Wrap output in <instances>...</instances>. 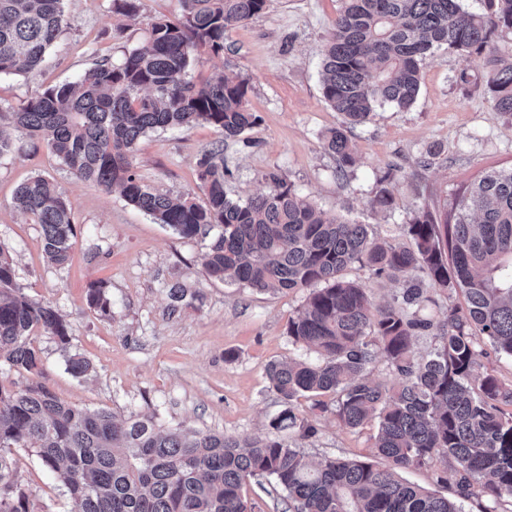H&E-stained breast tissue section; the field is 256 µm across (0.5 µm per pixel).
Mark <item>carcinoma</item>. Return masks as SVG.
<instances>
[{"mask_svg": "<svg viewBox=\"0 0 512 512\" xmlns=\"http://www.w3.org/2000/svg\"><path fill=\"white\" fill-rule=\"evenodd\" d=\"M175 21L153 22L145 44L115 65L104 59L76 83L38 93L11 113L15 130L41 140L79 179L110 192L166 224L182 238L209 240L208 276L258 291L306 288L289 320L292 343L315 356L272 362L267 376L287 405L273 428L309 438L316 428L293 401L333 397L336 418L356 429L377 420L369 460H310L287 439L226 435L61 401L31 381L0 383V512H29V495L16 476V452L35 456L57 473L74 512H254L243 495L250 482L284 494L285 512H463L456 502L397 478L404 469L431 466L442 474L452 461L464 473L462 495L485 499L481 512L512 503V388L497 377H473L475 333L512 358V171H492L455 201L448 215L420 209L407 222L410 245L378 240L369 225L326 216L277 178L268 191L243 202L224 191L223 149L197 162L202 203L172 198L144 184L131 158L139 139L169 127L208 124L235 139L259 116L247 107L248 84L221 75L197 84L185 79L195 54H217L236 26L262 14L269 0H181ZM323 45L322 93L342 116L324 150L337 172L355 162L349 129L367 123L386 104L417 100L423 59L444 47L482 53L495 35L512 31V0H485L470 13L459 0H341ZM65 24L64 0H0V75L34 70ZM494 111L512 114V63L496 62L487 76ZM14 206L41 228L47 261L66 265L76 227L58 184L36 175L20 185ZM358 264L377 277L404 282L393 301L375 305L366 288L344 277ZM462 293L466 306L448 305L434 323L410 315L423 290ZM87 302L102 315L111 303L105 283L90 286ZM435 330L438 345L415 355L413 337ZM69 342L68 325L51 306L32 300L15 281L14 263L0 247V363L40 375L35 333ZM384 360L390 385L367 377ZM67 370L92 371L73 354ZM478 484L471 491V482Z\"/></svg>", "mask_w": 512, "mask_h": 512, "instance_id": "cac0c4a2", "label": "carcinoma"}]
</instances>
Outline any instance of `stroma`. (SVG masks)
Here are the masks:
<instances>
[{"label": "stroma", "mask_w": 512, "mask_h": 512, "mask_svg": "<svg viewBox=\"0 0 512 512\" xmlns=\"http://www.w3.org/2000/svg\"><path fill=\"white\" fill-rule=\"evenodd\" d=\"M341 0H271L262 15L229 34L224 50H201L189 75L202 82L233 73L248 82L247 104L260 120L235 139L198 124L148 133L133 155L140 178L159 192L204 200L197 160L215 144L224 148V191L245 200L272 179L291 186L330 216L372 225L379 238L408 243L413 211H442L471 183L493 170L512 169V115L493 109L485 77L491 59L512 61V31L496 48L476 55L439 50L421 65V88L407 109L378 108L350 132L356 162L337 173L322 138L341 122L321 91V50ZM66 24L42 63L26 75H0V123L35 94L78 81L96 61L120 63L141 46L150 24L177 19L179 0H139L133 17L113 0H65ZM472 75L461 83V73ZM18 152L0 159V246L16 261V281L31 299L58 310L69 325V350L93 370L77 378L51 336L37 334L39 382L62 401L90 410L157 416L229 435L275 436L271 422L284 408L266 375L270 362L304 357L287 336L288 320L306 290L260 292L211 280L203 266L206 244L76 178L41 142L18 135ZM56 181L71 205L76 236L65 266L47 262L39 225L13 206L16 188L35 175ZM391 176V209L374 207L384 176ZM107 285L109 315L86 300L91 283ZM187 290L172 303L173 285ZM295 413L317 428L299 443L308 458L366 459L375 430L346 428L334 411L306 398ZM17 478L32 512H71L58 475L17 450Z\"/></svg>", "instance_id": "obj_1"}]
</instances>
